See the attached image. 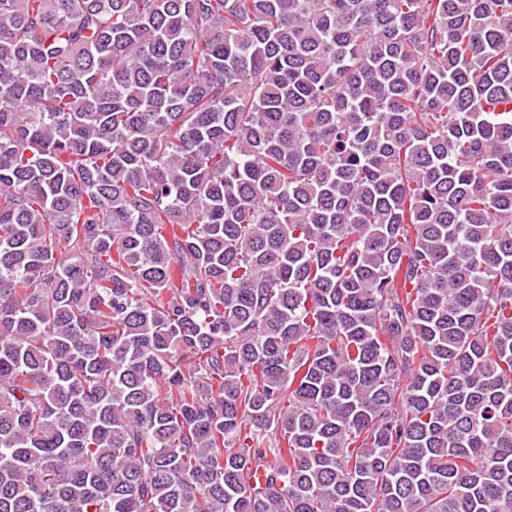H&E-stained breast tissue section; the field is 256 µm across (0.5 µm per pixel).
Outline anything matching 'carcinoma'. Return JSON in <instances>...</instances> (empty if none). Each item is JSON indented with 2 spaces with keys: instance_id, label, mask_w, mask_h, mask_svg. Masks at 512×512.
<instances>
[{
  "instance_id": "carcinoma-1",
  "label": "carcinoma",
  "mask_w": 512,
  "mask_h": 512,
  "mask_svg": "<svg viewBox=\"0 0 512 512\" xmlns=\"http://www.w3.org/2000/svg\"><path fill=\"white\" fill-rule=\"evenodd\" d=\"M512 0H0V512H512Z\"/></svg>"
}]
</instances>
